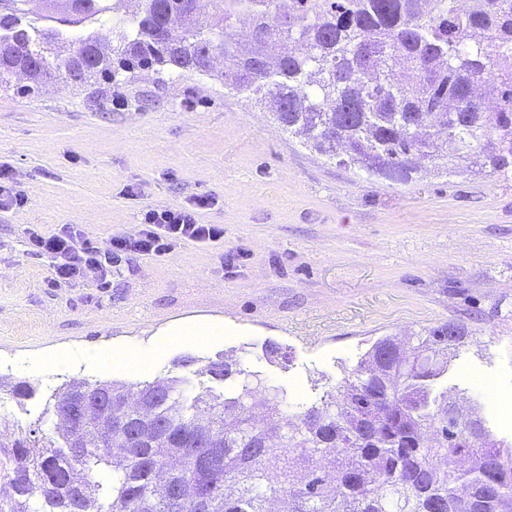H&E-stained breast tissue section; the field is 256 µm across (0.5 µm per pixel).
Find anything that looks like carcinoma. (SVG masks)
I'll return each instance as SVG.
<instances>
[{"label": "carcinoma", "instance_id": "carcinoma-1", "mask_svg": "<svg viewBox=\"0 0 512 512\" xmlns=\"http://www.w3.org/2000/svg\"><path fill=\"white\" fill-rule=\"evenodd\" d=\"M0 84L21 68L27 91L121 71L209 73L224 51V85L267 100L279 124L339 163L395 183L418 161L512 173V0H131L102 50L91 25L106 0H0ZM202 17L159 34L171 13ZM294 41L306 52L280 53ZM473 332L449 321L417 336L416 366L376 339L319 400L285 389L225 354L186 358L183 376L126 384L66 381L36 421L0 440V512H512V441L478 443L448 422L451 359ZM13 386L19 410L37 395ZM112 403L75 428L78 393ZM53 432L40 427L44 416Z\"/></svg>", "mask_w": 512, "mask_h": 512}]
</instances>
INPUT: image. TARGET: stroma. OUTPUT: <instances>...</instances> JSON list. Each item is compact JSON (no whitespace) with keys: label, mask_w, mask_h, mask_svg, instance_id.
<instances>
[{"label":"stroma","mask_w":512,"mask_h":512,"mask_svg":"<svg viewBox=\"0 0 512 512\" xmlns=\"http://www.w3.org/2000/svg\"><path fill=\"white\" fill-rule=\"evenodd\" d=\"M22 85L0 86V169L24 200L0 211V416L16 407L12 382L151 381L225 351L312 401L377 338L411 349L422 329L461 321L475 335L451 371L512 439L497 403L512 395V178L429 162L404 183L367 177L216 76ZM200 199L223 240L115 258L106 285H52L49 261L27 250L30 230L71 224L105 247L137 233L142 208ZM203 322L224 335L184 337L145 373L112 364L110 350L146 352L159 333Z\"/></svg>","instance_id":"obj_1"}]
</instances>
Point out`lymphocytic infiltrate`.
Segmentation results:
<instances>
[{
    "instance_id": "lymphocytic-infiltrate-1",
    "label": "lymphocytic infiltrate",
    "mask_w": 512,
    "mask_h": 512,
    "mask_svg": "<svg viewBox=\"0 0 512 512\" xmlns=\"http://www.w3.org/2000/svg\"><path fill=\"white\" fill-rule=\"evenodd\" d=\"M223 237V225L201 223L197 209L147 208L141 213L139 234H115L105 251L72 227L49 235L30 232L28 245L33 254L50 261L53 283L91 279L104 284L113 274L115 254L157 257L186 243L206 244Z\"/></svg>"
}]
</instances>
